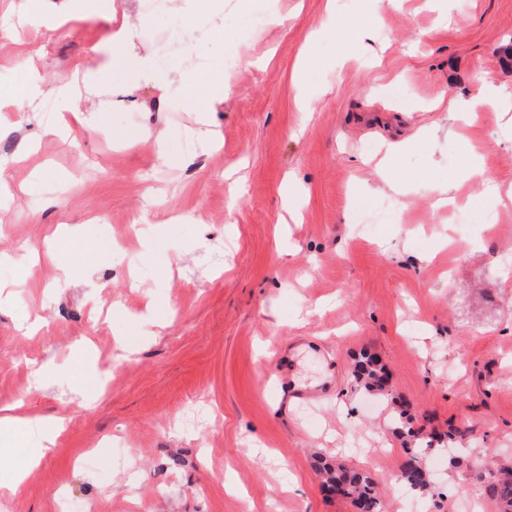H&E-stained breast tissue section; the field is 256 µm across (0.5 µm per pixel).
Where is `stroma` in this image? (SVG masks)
I'll list each match as a JSON object with an SVG mask.
<instances>
[{
	"mask_svg": "<svg viewBox=\"0 0 512 512\" xmlns=\"http://www.w3.org/2000/svg\"><path fill=\"white\" fill-rule=\"evenodd\" d=\"M116 8L159 70L200 57L187 93L211 104L223 83L213 112L161 101L113 60ZM148 8L77 0L48 31L47 0H0V406L65 419L0 512H354L324 491L320 456L370 472L391 512H444L475 461L512 457V285L497 268L512 203L460 177L478 157L512 188V131L452 108L486 72L512 91V0H224L177 37V10ZM26 57L41 93L20 112ZM116 82L140 108H101ZM62 84L92 121L69 136L54 131ZM392 137L406 147L389 158ZM451 179L456 209L433 208ZM383 201L388 221L361 223ZM50 236L63 283L44 258L23 274ZM364 351L388 396L356 389ZM292 382L321 394L288 400ZM402 411L462 436L425 457L435 494L420 502L400 492Z\"/></svg>",
	"mask_w": 512,
	"mask_h": 512,
	"instance_id": "stroma-1",
	"label": "stroma"
}]
</instances>
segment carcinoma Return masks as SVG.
I'll return each instance as SVG.
<instances>
[{"label": "carcinoma", "instance_id": "cac0c4a2", "mask_svg": "<svg viewBox=\"0 0 512 512\" xmlns=\"http://www.w3.org/2000/svg\"><path fill=\"white\" fill-rule=\"evenodd\" d=\"M383 372L384 368L379 359L368 353L360 355L354 365L356 382L369 391H384ZM398 421L402 424L407 455L401 469V482L406 489L422 494L430 489V475L422 465L424 457L430 451H439L454 443L457 432L450 430L443 435H425L423 430H415L406 425L402 412L398 415ZM318 468L322 474L324 487L336 492L340 497L351 500L356 512H382L383 503L377 482L369 474L340 463L335 464L325 458L318 461ZM476 480L481 484L483 494L496 502L499 512H512L511 465H501L491 473L489 479L479 473Z\"/></svg>", "mask_w": 512, "mask_h": 512}]
</instances>
